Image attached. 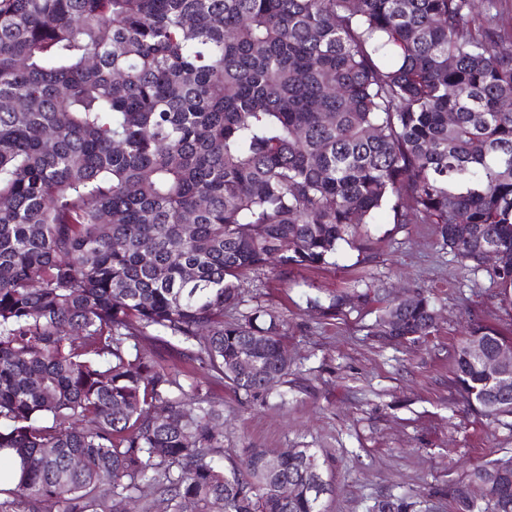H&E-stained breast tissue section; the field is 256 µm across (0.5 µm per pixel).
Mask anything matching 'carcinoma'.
<instances>
[{"instance_id": "cac0c4a2", "label": "carcinoma", "mask_w": 512, "mask_h": 512, "mask_svg": "<svg viewBox=\"0 0 512 512\" xmlns=\"http://www.w3.org/2000/svg\"><path fill=\"white\" fill-rule=\"evenodd\" d=\"M498 0H0V512H322L321 455L224 471L212 385L288 382L266 269L368 257V225L433 224L512 304V34ZM368 297L353 291L331 313ZM237 316L224 320V312ZM412 291L385 336L429 335ZM198 363L206 380L149 347ZM479 321L452 384L512 427ZM250 357L265 379L240 369ZM74 458L81 466L71 465ZM512 512V454L448 485Z\"/></svg>"}]
</instances>
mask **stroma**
Returning a JSON list of instances; mask_svg holds the SVG:
<instances>
[{"instance_id":"stroma-1","label":"stroma","mask_w":512,"mask_h":512,"mask_svg":"<svg viewBox=\"0 0 512 512\" xmlns=\"http://www.w3.org/2000/svg\"><path fill=\"white\" fill-rule=\"evenodd\" d=\"M378 249L363 258L342 246L335 267L276 273L248 283L249 302L280 313L288 333L285 398H248L214 387L224 406V466L247 451L319 449L334 491L325 512H378L406 497L413 512H452L446 488L494 454L512 452V429L468 413L450 384L453 354L470 319L512 334V305L485 273L469 274L430 224H374ZM365 305L332 315L311 308L355 289ZM416 289L431 300L436 327L396 341L377 333L390 301Z\"/></svg>"}]
</instances>
